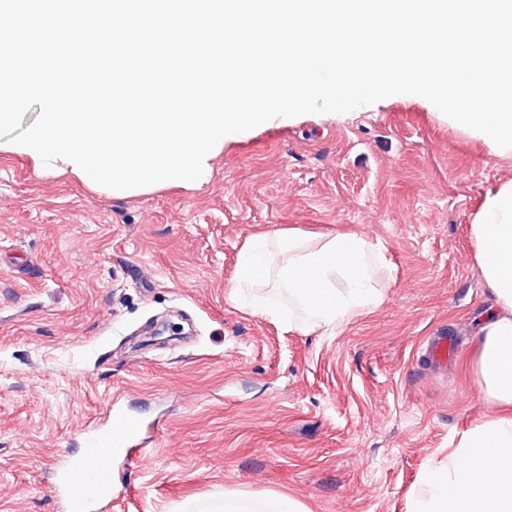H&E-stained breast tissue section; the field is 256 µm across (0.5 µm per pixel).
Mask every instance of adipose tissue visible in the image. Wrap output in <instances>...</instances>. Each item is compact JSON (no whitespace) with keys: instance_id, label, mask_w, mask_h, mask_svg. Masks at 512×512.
Segmentation results:
<instances>
[{"instance_id":"ef3b65f1","label":"adipose tissue","mask_w":512,"mask_h":512,"mask_svg":"<svg viewBox=\"0 0 512 512\" xmlns=\"http://www.w3.org/2000/svg\"><path fill=\"white\" fill-rule=\"evenodd\" d=\"M479 274L493 300L479 328L478 368L485 399L496 416L461 438L447 464L430 470L425 493L411 512H512V181L487 193L470 226ZM287 255L279 277L300 302L307 319L296 323L275 304L255 300L253 313L288 328L333 331L378 308L377 286L384 256L362 236L339 232L310 243L298 231L266 233L244 247L236 290L256 281L271 248ZM191 512H305L295 498L279 494H215Z\"/></svg>"}]
</instances>
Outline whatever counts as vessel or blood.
Returning a JSON list of instances; mask_svg holds the SVG:
<instances>
[{
    "label": "vessel or blood",
    "mask_w": 512,
    "mask_h": 512,
    "mask_svg": "<svg viewBox=\"0 0 512 512\" xmlns=\"http://www.w3.org/2000/svg\"><path fill=\"white\" fill-rule=\"evenodd\" d=\"M457 344L445 336L433 337L424 356L433 364H445L454 355ZM149 426L138 415L111 408L107 422L90 431L83 439L81 456L67 460L58 490L66 512H88L98 502H114L112 466L123 460L138 466L149 453L146 434Z\"/></svg>",
    "instance_id": "b4317fda"
}]
</instances>
